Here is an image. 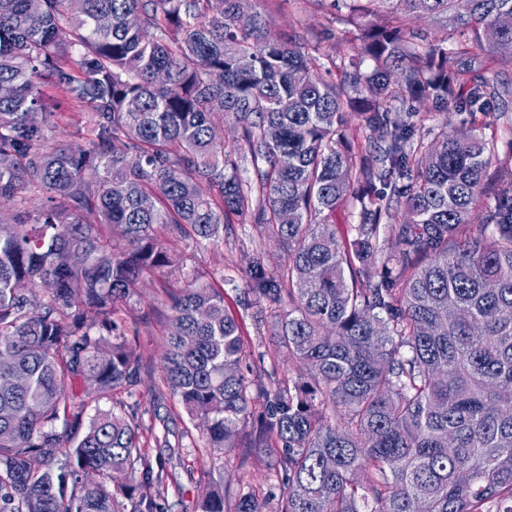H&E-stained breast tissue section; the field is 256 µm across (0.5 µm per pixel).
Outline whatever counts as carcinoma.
Returning a JSON list of instances; mask_svg holds the SVG:
<instances>
[{"label":"carcinoma","mask_w":512,"mask_h":512,"mask_svg":"<svg viewBox=\"0 0 512 512\" xmlns=\"http://www.w3.org/2000/svg\"><path fill=\"white\" fill-rule=\"evenodd\" d=\"M68 2L0 0V201L14 204L0 211V373L26 382L0 389V512H163L142 490L164 460L123 415L83 426L85 399L138 383L114 315L145 276L180 267L166 239L212 242L233 222L286 257L273 275L256 251L244 299L258 333L277 312L295 380L255 413L224 293L169 295L164 381L213 448L258 415L278 477L233 501L217 486L199 512H512V194L489 177L512 142L486 135L502 91L475 68L512 41V0H331L361 45L338 80L320 45L270 35L266 0L247 27L238 0ZM35 72L92 113L88 146L50 141L59 103ZM395 101L484 120L428 139L415 113L392 118ZM217 114L240 128L230 146ZM33 192L45 202L30 211ZM349 202L358 223L341 235Z\"/></svg>","instance_id":"1"}]
</instances>
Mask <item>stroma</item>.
Wrapping results in <instances>:
<instances>
[{
  "label": "stroma",
  "instance_id": "stroma-1",
  "mask_svg": "<svg viewBox=\"0 0 512 512\" xmlns=\"http://www.w3.org/2000/svg\"><path fill=\"white\" fill-rule=\"evenodd\" d=\"M264 8L272 17L270 30L276 35L296 33L318 38L329 31L336 41L324 43V50H335L340 58L360 50L358 41H343L348 24L342 15L330 13L321 0H266ZM484 74L504 88L502 100L495 104L498 126L504 132L512 130V63L503 60L501 53H494L485 63ZM259 246L265 250L268 272L277 273L285 262L283 252L275 244L259 243L251 224L225 225L223 238L217 242L198 244L190 238L173 242V250L183 257L180 271L145 278L118 313L142 357L140 380L136 386L114 394L110 401L89 403L85 416L93 418L101 410L135 415L141 448L149 457H165L166 471L177 477L165 493L164 512H198L202 495L215 485L223 486L229 498L245 493L251 485L268 494L277 490L275 472L259 462L256 424H246L237 447L223 452L209 448L203 424L187 415L160 371L169 291L198 286L223 289L226 306L245 326H252V313L243 306L244 274ZM246 347L247 362L253 368L251 394L259 406L264 402V390H275L278 383L288 379V354L267 333L249 334Z\"/></svg>",
  "mask_w": 512,
  "mask_h": 512
}]
</instances>
